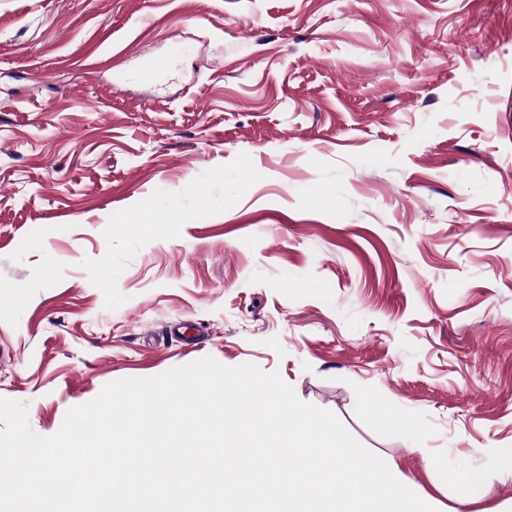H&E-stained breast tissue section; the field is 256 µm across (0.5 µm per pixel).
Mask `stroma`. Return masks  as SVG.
Instances as JSON below:
<instances>
[{
  "mask_svg": "<svg viewBox=\"0 0 512 512\" xmlns=\"http://www.w3.org/2000/svg\"><path fill=\"white\" fill-rule=\"evenodd\" d=\"M206 357L512 502V0H0V399ZM504 471L512 472V448H495L488 468L469 470L465 473L461 481L464 491L460 499L461 504L488 497L497 476Z\"/></svg>",
  "mask_w": 512,
  "mask_h": 512,
  "instance_id": "obj_1",
  "label": "stroma"
}]
</instances>
